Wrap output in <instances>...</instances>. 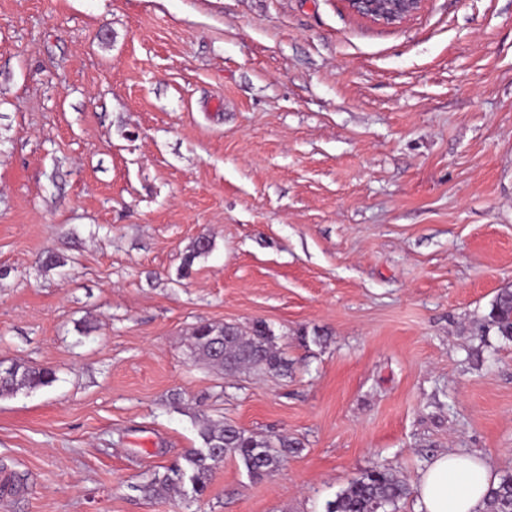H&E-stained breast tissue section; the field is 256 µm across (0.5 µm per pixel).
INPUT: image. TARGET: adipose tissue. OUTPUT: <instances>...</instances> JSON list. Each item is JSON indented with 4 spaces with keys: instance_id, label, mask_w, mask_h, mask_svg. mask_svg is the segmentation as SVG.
I'll return each mask as SVG.
<instances>
[{
    "instance_id": "ef3b65f1",
    "label": "adipose tissue",
    "mask_w": 512,
    "mask_h": 512,
    "mask_svg": "<svg viewBox=\"0 0 512 512\" xmlns=\"http://www.w3.org/2000/svg\"><path fill=\"white\" fill-rule=\"evenodd\" d=\"M497 475L491 462L475 455L443 453L417 481L421 512H482L483 499Z\"/></svg>"
}]
</instances>
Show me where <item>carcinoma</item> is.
<instances>
[{
	"label": "carcinoma",
	"instance_id": "obj_1",
	"mask_svg": "<svg viewBox=\"0 0 512 512\" xmlns=\"http://www.w3.org/2000/svg\"><path fill=\"white\" fill-rule=\"evenodd\" d=\"M493 329L505 341H512V285L498 289L479 333ZM271 331L263 321L252 324L249 332L234 325L203 323L195 328L191 349L199 358L226 372L258 370L286 374L288 359L271 343ZM56 380L49 367L22 362L0 365V398L20 391H34ZM201 446L182 456V462L168 468L162 488L186 494L185 484L194 494L204 492L215 468L227 457L239 459L254 478L278 470L288 454L299 450L300 443L285 436L270 438L250 434L228 422L197 418ZM410 494L406 481L395 472L376 466L363 473L327 504L326 512H397L399 503ZM483 512H512V473L499 478L489 488Z\"/></svg>",
	"mask_w": 512,
	"mask_h": 512
}]
</instances>
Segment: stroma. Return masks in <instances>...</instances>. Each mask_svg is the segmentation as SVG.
<instances>
[{
    "label": "stroma",
    "instance_id": "1",
    "mask_svg": "<svg viewBox=\"0 0 512 512\" xmlns=\"http://www.w3.org/2000/svg\"><path fill=\"white\" fill-rule=\"evenodd\" d=\"M507 284L512 0L398 29L342 0H0V361L56 372L0 398L9 512H325L451 450L512 473V343L478 334ZM257 320L287 374L192 356ZM200 415L302 449L146 496Z\"/></svg>",
    "mask_w": 512,
    "mask_h": 512
}]
</instances>
